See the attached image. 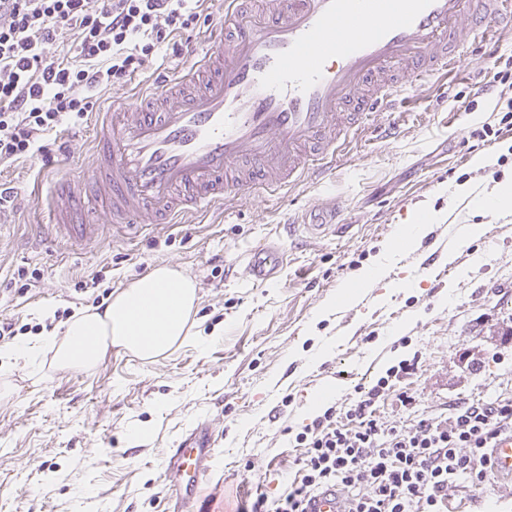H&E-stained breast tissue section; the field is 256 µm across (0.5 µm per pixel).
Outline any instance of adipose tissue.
<instances>
[{"instance_id": "1", "label": "adipose tissue", "mask_w": 512, "mask_h": 512, "mask_svg": "<svg viewBox=\"0 0 512 512\" xmlns=\"http://www.w3.org/2000/svg\"><path fill=\"white\" fill-rule=\"evenodd\" d=\"M199 303L196 282L179 270L160 266L113 292L104 307L77 311L63 334L0 348V364L39 369L44 362L90 370L109 349L145 361L165 357L189 341Z\"/></svg>"}]
</instances>
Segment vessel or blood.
Returning a JSON list of instances; mask_svg holds the SVG:
<instances>
[{"mask_svg":"<svg viewBox=\"0 0 512 512\" xmlns=\"http://www.w3.org/2000/svg\"><path fill=\"white\" fill-rule=\"evenodd\" d=\"M512 32V0H224V30L177 78L126 99L97 121L96 165L52 210V228L78 242L99 227L75 223L86 199L119 223L144 210L159 223L175 212L229 206L325 175L366 113L393 112L417 81L461 64V41ZM278 252L259 249L249 280L277 274ZM216 457L209 420L196 422L163 462L171 512H209L202 485ZM495 476L512 480V432L490 450ZM333 487L309 512H341Z\"/></svg>","mask_w":512,"mask_h":512,"instance_id":"b4317fda","label":"vessel or blood"}]
</instances>
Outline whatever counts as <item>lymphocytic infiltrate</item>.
<instances>
[{"label":"lymphocytic infiltrate","mask_w":512,"mask_h":512,"mask_svg":"<svg viewBox=\"0 0 512 512\" xmlns=\"http://www.w3.org/2000/svg\"><path fill=\"white\" fill-rule=\"evenodd\" d=\"M202 16L200 0H0V163L52 162L47 136L83 119L94 90L133 74ZM57 43L63 53L48 54ZM417 367L399 361L343 413L326 409L298 433L287 489L272 502L257 495L250 512H306L327 486L345 491L347 512H448L449 485L487 482L488 450L512 427V397L456 404L446 421L387 424L379 401Z\"/></svg>","instance_id":"lymphocytic-infiltrate-1"}]
</instances>
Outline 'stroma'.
Masks as SVG:
<instances>
[{
  "instance_id": "1",
  "label": "stroma",
  "mask_w": 512,
  "mask_h": 512,
  "mask_svg": "<svg viewBox=\"0 0 512 512\" xmlns=\"http://www.w3.org/2000/svg\"><path fill=\"white\" fill-rule=\"evenodd\" d=\"M209 34L193 32L189 47L167 53L102 88L94 112L172 75ZM512 51V33L486 47L469 42L449 78L417 88L419 106L403 109L397 139L377 138L388 121L371 113L342 151L330 179L271 195H245L227 209L156 223L145 213L128 234L110 210L96 207L102 233L90 245L41 237L49 197L64 176L88 171L89 122L67 135V153L51 165L38 158L0 165V181L18 193L0 213V322L19 339L61 329L73 312L104 305L117 288L170 266L193 277L201 296L197 329L223 327L222 341L189 343L153 363L110 351L96 368L45 365L36 375L15 367L0 380V512H170L162 460L183 430L209 419L217 444L205 480L216 512H243L258 493L277 499L297 457L295 436L311 417L301 409L324 384L339 385L331 404L344 411L361 387H371L400 360L418 358L416 374L400 379L416 410L388 394L380 411L388 423L409 426L415 412L451 415L462 401L512 396V210H472L464 185L489 191L512 179V132L484 135L501 119L497 93L477 95L481 53ZM492 163L474 168L475 155ZM335 208L345 236L309 232L314 208ZM440 212L412 249L385 254L398 225L417 211ZM299 223L294 236L280 226ZM477 237H468L470 225ZM272 243L285 254L281 275L256 286L242 271L247 249ZM384 261L387 280L409 288L363 291L335 303L342 286L366 265ZM37 272L23 286L18 269ZM100 281H93L95 273ZM52 310V318L40 309ZM140 436H132L131 425ZM449 512H512V483L491 479L481 488L460 481L448 489Z\"/></svg>"
}]
</instances>
